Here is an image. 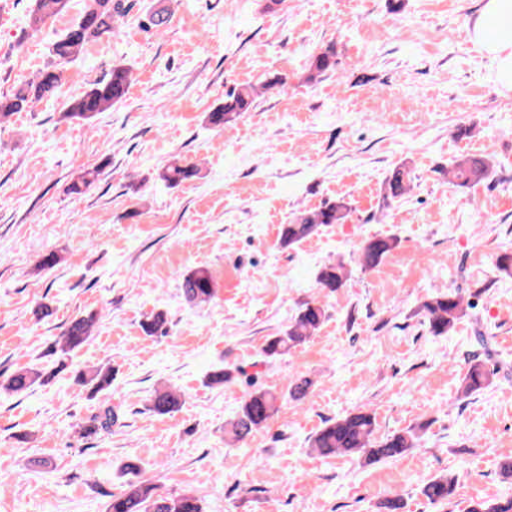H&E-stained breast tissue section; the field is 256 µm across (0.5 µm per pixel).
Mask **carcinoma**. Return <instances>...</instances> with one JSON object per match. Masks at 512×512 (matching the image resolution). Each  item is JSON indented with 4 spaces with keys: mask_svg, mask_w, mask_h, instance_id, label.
<instances>
[{
    "mask_svg": "<svg viewBox=\"0 0 512 512\" xmlns=\"http://www.w3.org/2000/svg\"><path fill=\"white\" fill-rule=\"evenodd\" d=\"M69 0H32L28 13L27 29L35 34L50 21L68 9ZM132 4L129 0H83L82 10L73 22L49 47V60L39 69L34 78L15 87L9 93H0V122L16 112L31 109L43 98L55 93L61 84V73L66 65L73 62L86 47L105 38L112 37L128 16ZM336 53L332 46L326 47L313 56L308 81L324 78L336 66ZM131 84V70L123 63L112 65L100 79L89 84L84 93L68 105L63 118L67 120H89L121 102ZM286 82L275 77L260 83L240 84L231 89L224 102L208 112L211 126L220 128L251 111L259 98L285 88ZM198 174L195 166L174 162L160 174V179L171 186H179L192 180ZM493 177V166L489 157L480 154H466L457 158L448 169V182L459 188H472L486 183ZM98 179V170L87 169L68 186V192L75 195L85 193ZM411 169L402 164L395 167L383 183V201L388 202L406 195L413 183ZM352 207L346 198L339 197L321 206L302 210L295 214L289 224L279 228L278 243L289 248L316 235L321 227L328 224H344L351 216ZM398 246V239L391 236H373L360 246L359 263L362 269H372ZM352 277V270L343 262H329L323 265L316 276L317 285L329 292L346 286ZM185 302L191 306L209 303L216 295L214 279L209 269L197 267L183 276L181 283ZM471 303L460 289L450 286L447 290L430 296L419 307L428 332L433 336H446L466 316ZM327 319L324 306L315 301H305L287 329L269 337L261 348V356L277 360L291 350L305 344L321 328ZM98 321L90 313L72 318L61 333L60 352L67 355L80 349L92 336ZM167 318L163 312H154L145 317L141 327L145 335L163 333ZM493 372L478 357H473L460 381V392L464 397L476 394L492 383ZM55 372L44 368L27 367L13 373L5 390L16 395L28 392L36 385H44ZM77 382L90 387L92 394L108 392L112 387V366L102 365L90 374L77 376ZM283 396L263 387L250 391L234 417L224 423V440L243 443L254 432L263 428L279 411ZM180 405L179 395L169 389H156L151 398L150 410L159 415L176 411ZM114 407L106 405L83 429V435L90 437L101 431H109L118 422ZM429 423H419L405 430L380 438L375 437L376 418L369 411L356 410L335 419H329L310 439V447L322 456L355 455L367 464L396 460L417 447ZM457 477L451 473L431 478L421 489L422 495L434 506H443L453 497ZM106 512H202L199 499L184 494L178 497H163L155 487L145 481H130L120 495L111 496ZM468 512H512V493L491 501L478 502Z\"/></svg>",
    "mask_w": 512,
    "mask_h": 512,
    "instance_id": "carcinoma-1",
    "label": "carcinoma"
}]
</instances>
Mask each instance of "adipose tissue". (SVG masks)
Segmentation results:
<instances>
[{
	"label": "adipose tissue",
	"mask_w": 512,
	"mask_h": 512,
	"mask_svg": "<svg viewBox=\"0 0 512 512\" xmlns=\"http://www.w3.org/2000/svg\"><path fill=\"white\" fill-rule=\"evenodd\" d=\"M472 36L492 58L495 75L512 91V0H484L472 24Z\"/></svg>",
	"instance_id": "1"
}]
</instances>
